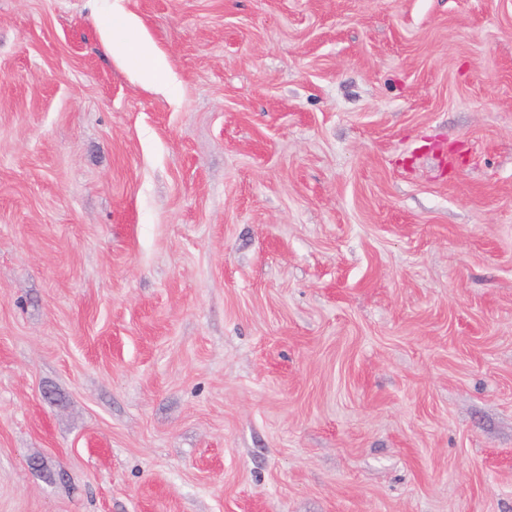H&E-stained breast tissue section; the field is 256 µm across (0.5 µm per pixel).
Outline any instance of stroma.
<instances>
[{
	"label": "stroma",
	"mask_w": 512,
	"mask_h": 512,
	"mask_svg": "<svg viewBox=\"0 0 512 512\" xmlns=\"http://www.w3.org/2000/svg\"><path fill=\"white\" fill-rule=\"evenodd\" d=\"M0 512H512V0H0ZM111 51L120 52L145 81H156L163 71V63L156 57L149 42L137 33L135 27L125 19L111 17Z\"/></svg>",
	"instance_id": "1"
}]
</instances>
